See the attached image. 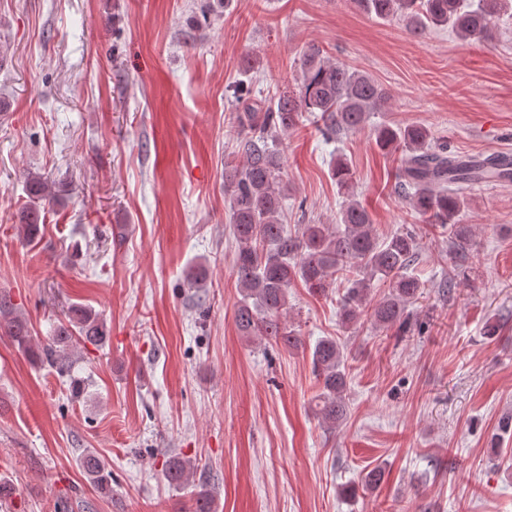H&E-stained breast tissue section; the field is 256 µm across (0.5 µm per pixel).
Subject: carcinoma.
I'll return each mask as SVG.
<instances>
[{
	"instance_id": "1",
	"label": "carcinoma",
	"mask_w": 512,
	"mask_h": 512,
	"mask_svg": "<svg viewBox=\"0 0 512 512\" xmlns=\"http://www.w3.org/2000/svg\"><path fill=\"white\" fill-rule=\"evenodd\" d=\"M363 14L383 21H401L417 35L429 28L446 27L461 40L484 38L502 10L512 0H351ZM297 93H281L268 107L248 103L249 91L234 90L243 104L247 134L242 139L240 164L224 167V194L228 196L229 224L236 250L233 268L241 300L235 312L240 335L256 338L288 352L302 346L298 330L288 324V289L299 281L312 294L328 293L336 281L346 283L339 300L344 323L368 319L380 330L405 321L407 308L423 294L425 282L410 273L417 252V238L399 229L384 239L376 236L370 213L350 194L353 172L339 160L332 169L338 188L350 195L335 224H304L297 233L283 224L282 202L288 185L281 179L282 156L276 137L294 129L307 112L322 123L328 139L362 129L370 114L388 100L383 87L370 76L323 55L308 45L299 56ZM375 144L385 155L399 153L402 166L398 189L415 216L425 224L448 231L451 242L470 243L474 230L460 223L468 201L465 190L485 181L512 180V161L493 155L482 159L451 156L433 146V134L424 124L375 130ZM27 204L18 216L20 230L32 242L44 223L45 203L55 197L40 175L25 177ZM387 291L373 294L376 284ZM0 333L40 363L60 373L69 370L79 348H97L110 340L106 322L91 308L70 304L54 336L39 350L31 348L27 319L11 297L0 294ZM311 362L318 381L315 414L329 430L347 418L348 357L334 337L317 341ZM79 465L100 492H112V472L94 452L81 455ZM194 473V466L178 456L164 468L169 484L180 487Z\"/></svg>"
}]
</instances>
